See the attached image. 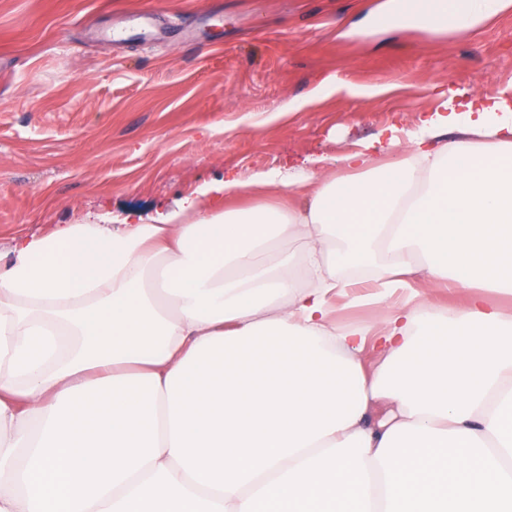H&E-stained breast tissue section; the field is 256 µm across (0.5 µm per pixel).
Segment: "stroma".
Wrapping results in <instances>:
<instances>
[{"mask_svg":"<svg viewBox=\"0 0 512 512\" xmlns=\"http://www.w3.org/2000/svg\"><path fill=\"white\" fill-rule=\"evenodd\" d=\"M393 0H0V253L121 224L410 131L448 90L512 87V8L478 32Z\"/></svg>","mask_w":512,"mask_h":512,"instance_id":"obj_1","label":"stroma"}]
</instances>
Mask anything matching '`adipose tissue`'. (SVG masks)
Listing matches in <instances>:
<instances>
[{"label": "adipose tissue", "mask_w": 512, "mask_h": 512, "mask_svg": "<svg viewBox=\"0 0 512 512\" xmlns=\"http://www.w3.org/2000/svg\"><path fill=\"white\" fill-rule=\"evenodd\" d=\"M510 7L438 0L452 30ZM403 144L288 181V206L232 181L206 210L16 238L0 512H512V315L485 299L512 295V108L445 107ZM337 296L387 313L337 324ZM422 290L428 295L431 301L447 305L448 304H461L465 301L468 291L467 290H456L451 292L448 288H429L425 279H421Z\"/></svg>", "instance_id": "adipose-tissue-1"}]
</instances>
